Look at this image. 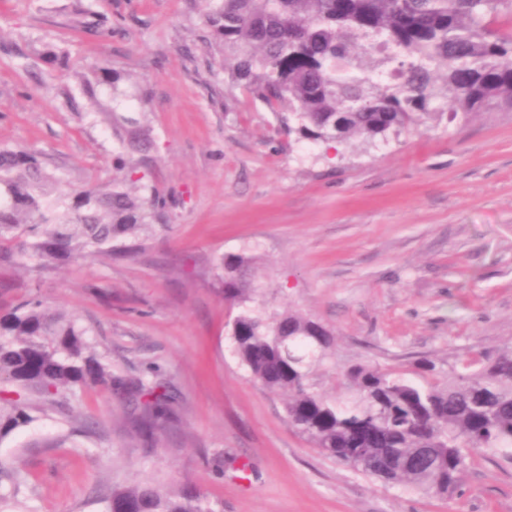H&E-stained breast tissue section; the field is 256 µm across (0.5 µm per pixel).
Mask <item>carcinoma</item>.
I'll list each match as a JSON object with an SVG mask.
<instances>
[{
  "mask_svg": "<svg viewBox=\"0 0 512 512\" xmlns=\"http://www.w3.org/2000/svg\"><path fill=\"white\" fill-rule=\"evenodd\" d=\"M207 44L230 82L264 104L287 136L327 147L354 137L386 143L448 116L512 111V0H203ZM127 75L104 62L83 81L75 112L102 113L122 152L112 188L64 192L41 154L0 149V261L65 263L125 257L136 233L161 221L168 198L127 187L151 144L141 112H121ZM232 353L263 388L288 394V424L325 456L384 486L449 500L474 454L512 460V347L470 357L419 384L365 364L345 367L336 390L315 374L336 369L333 336L319 322L254 306L250 259L219 256ZM77 319L31 298L0 316V440L63 405L87 385L130 403L142 443L178 422L160 383H132L97 358ZM105 512H224L191 484L165 491L144 480L112 489Z\"/></svg>",
  "mask_w": 512,
  "mask_h": 512,
  "instance_id": "obj_1",
  "label": "carcinoma"
}]
</instances>
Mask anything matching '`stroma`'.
I'll list each match as a JSON object with an SVG mask.
<instances>
[{"mask_svg":"<svg viewBox=\"0 0 512 512\" xmlns=\"http://www.w3.org/2000/svg\"><path fill=\"white\" fill-rule=\"evenodd\" d=\"M106 19L82 17L83 4ZM201 0H0V148L41 152L64 189L107 188V125L72 112L102 60L147 94L154 147L139 169L172 205L130 256L0 265V311L28 295L77 317L113 374L177 397L180 420L146 448L128 406L78 391L0 440L19 472L10 512H103L117 485H195L224 512H512V462L474 456L449 502L387 488L324 457L229 348L236 307L212 266L252 259L271 311L328 327L337 366L422 379L512 345V112L427 123L332 150L279 134L201 41ZM56 54L45 64L41 53Z\"/></svg>","mask_w":512,"mask_h":512,"instance_id":"35a3bbf8","label":"stroma"}]
</instances>
